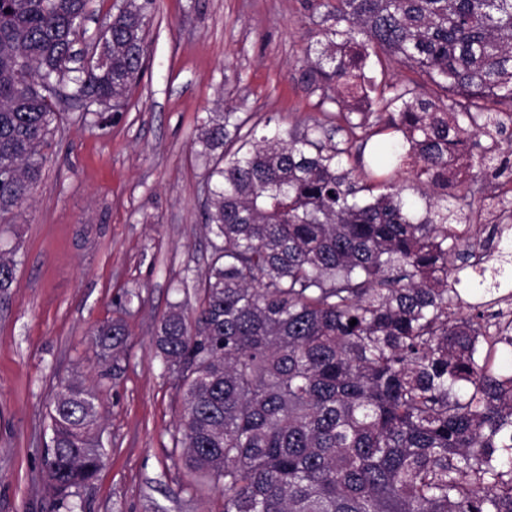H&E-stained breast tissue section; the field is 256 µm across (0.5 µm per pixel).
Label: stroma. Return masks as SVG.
Segmentation results:
<instances>
[{"mask_svg": "<svg viewBox=\"0 0 512 512\" xmlns=\"http://www.w3.org/2000/svg\"><path fill=\"white\" fill-rule=\"evenodd\" d=\"M319 20L306 0H157L120 120L103 131L66 108L32 199L0 224L17 262L0 295V512H46L49 407L68 381L97 390L107 454L82 512H222L173 448L181 402L153 344L173 305L193 313L210 260L191 143L228 106L260 123L319 116L305 84ZM117 317L127 336L107 360L92 332Z\"/></svg>", "mask_w": 512, "mask_h": 512, "instance_id": "stroma-1", "label": "stroma"}]
</instances>
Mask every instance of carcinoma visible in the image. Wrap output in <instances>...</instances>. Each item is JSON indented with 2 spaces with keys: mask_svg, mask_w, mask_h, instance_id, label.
Wrapping results in <instances>:
<instances>
[{
  "mask_svg": "<svg viewBox=\"0 0 512 512\" xmlns=\"http://www.w3.org/2000/svg\"><path fill=\"white\" fill-rule=\"evenodd\" d=\"M155 2L109 10L85 69L74 55L89 0H0L1 224L32 198L63 100L101 130L125 111ZM309 6L322 50L308 82L338 112L260 135L216 112L194 139L212 255L195 316L171 311L155 329L181 397L172 439L223 512H512V374L496 364L512 318L495 310L490 241L455 228L476 201L512 205L485 195L509 169L512 0ZM372 56L415 78L376 86ZM405 170L430 191L419 218L395 182ZM454 253L492 295L465 317ZM15 267L0 253L1 292ZM95 335L109 354L126 333L116 319ZM49 419L48 512H72L105 461L96 390L61 385Z\"/></svg>",
  "mask_w": 512,
  "mask_h": 512,
  "instance_id": "1",
  "label": "carcinoma"
}]
</instances>
